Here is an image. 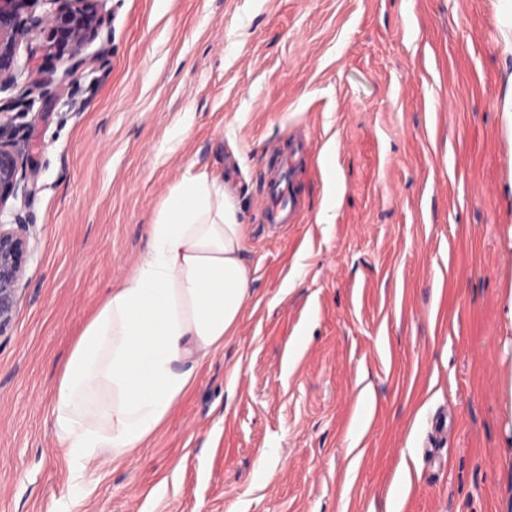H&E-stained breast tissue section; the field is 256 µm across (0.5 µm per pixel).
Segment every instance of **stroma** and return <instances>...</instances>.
<instances>
[{"instance_id": "obj_1", "label": "stroma", "mask_w": 512, "mask_h": 512, "mask_svg": "<svg viewBox=\"0 0 512 512\" xmlns=\"http://www.w3.org/2000/svg\"><path fill=\"white\" fill-rule=\"evenodd\" d=\"M29 32L31 254L0 333V512H502L512 495V52L503 0H101ZM39 121H32L33 113ZM297 223H263L277 156ZM223 175L252 300L163 430L73 479V342L188 165Z\"/></svg>"}]
</instances>
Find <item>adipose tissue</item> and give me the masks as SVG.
I'll return each mask as SVG.
<instances>
[{"label": "adipose tissue", "mask_w": 512, "mask_h": 512, "mask_svg": "<svg viewBox=\"0 0 512 512\" xmlns=\"http://www.w3.org/2000/svg\"><path fill=\"white\" fill-rule=\"evenodd\" d=\"M245 236L223 179L187 168L149 227L148 249L111 288L57 379L52 427L75 477L145 446L195 367L234 334L252 296Z\"/></svg>", "instance_id": "adipose-tissue-1"}]
</instances>
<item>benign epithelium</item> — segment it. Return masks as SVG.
<instances>
[{
    "label": "benign epithelium",
    "instance_id": "7a95c632",
    "mask_svg": "<svg viewBox=\"0 0 512 512\" xmlns=\"http://www.w3.org/2000/svg\"><path fill=\"white\" fill-rule=\"evenodd\" d=\"M100 0H0V90L13 87L21 75L17 63L20 43L28 34L24 20L43 29L47 47L68 52L66 73L86 64L83 47L98 35L102 24ZM51 8L36 15L37 8ZM16 117L10 106L0 104V212L9 199L29 197L35 192L34 173L24 160L29 149L15 132ZM29 220L16 213L14 222L0 224V334L10 324L20 298L25 264L30 253Z\"/></svg>",
    "mask_w": 512,
    "mask_h": 512
}]
</instances>
